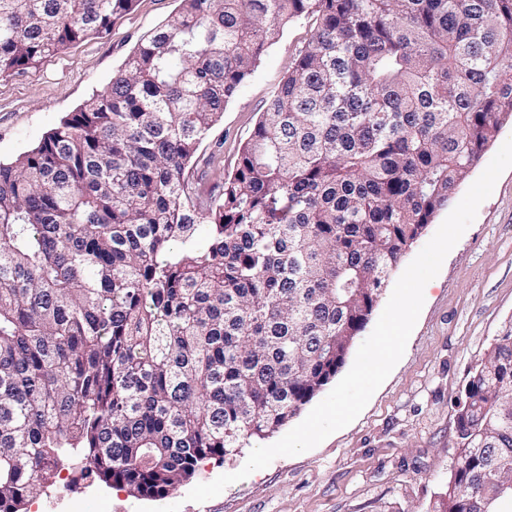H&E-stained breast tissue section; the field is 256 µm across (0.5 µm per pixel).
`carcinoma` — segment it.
Segmentation results:
<instances>
[{"label": "carcinoma", "mask_w": 512, "mask_h": 512, "mask_svg": "<svg viewBox=\"0 0 512 512\" xmlns=\"http://www.w3.org/2000/svg\"><path fill=\"white\" fill-rule=\"evenodd\" d=\"M135 0H0V78ZM314 20L219 194L192 159ZM512 117V0H181L0 162V512L55 485L161 499L301 412ZM432 512L512 502V323L471 375Z\"/></svg>", "instance_id": "cac0c4a2"}]
</instances>
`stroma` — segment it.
Returning a JSON list of instances; mask_svg holds the SVG:
<instances>
[{"instance_id": "obj_1", "label": "stroma", "mask_w": 512, "mask_h": 512, "mask_svg": "<svg viewBox=\"0 0 512 512\" xmlns=\"http://www.w3.org/2000/svg\"><path fill=\"white\" fill-rule=\"evenodd\" d=\"M179 7L180 0H137L105 34L0 80V161L36 147L106 89L144 36ZM310 31L307 21L285 27L228 103L197 153L203 189L235 170ZM424 297L401 360L359 416L315 448L276 458L202 503L187 501L192 484L240 470L256 440L230 459L204 461L192 483L159 500L64 478L27 501L25 512H430L457 459L466 383L512 322V169L500 175Z\"/></svg>"}]
</instances>
